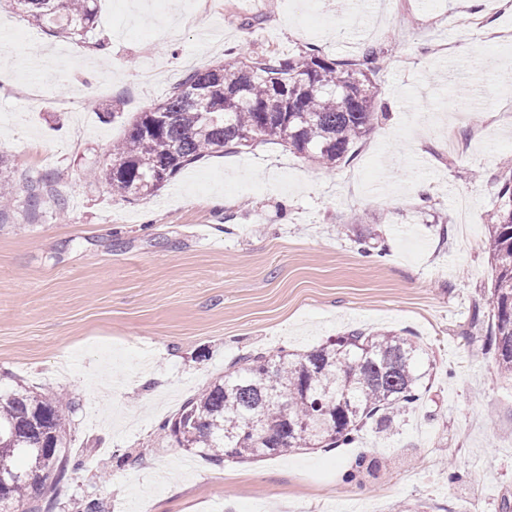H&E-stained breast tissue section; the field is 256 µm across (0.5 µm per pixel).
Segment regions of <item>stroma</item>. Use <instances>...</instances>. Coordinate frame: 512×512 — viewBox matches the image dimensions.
Listing matches in <instances>:
<instances>
[{
	"instance_id": "obj_1",
	"label": "stroma",
	"mask_w": 512,
	"mask_h": 512,
	"mask_svg": "<svg viewBox=\"0 0 512 512\" xmlns=\"http://www.w3.org/2000/svg\"><path fill=\"white\" fill-rule=\"evenodd\" d=\"M99 0L58 38L0 0V385L51 387L77 512H502L512 382L485 344L488 215L512 155V11L491 0ZM107 50H97V41ZM380 51L379 112L335 170L275 142L211 154L125 200L88 173L137 113L232 51ZM52 53L55 71L37 76ZM120 108L121 118L102 115ZM38 194L37 206L28 203ZM351 330L412 337L430 367L394 435L216 465L159 429L256 352Z\"/></svg>"
}]
</instances>
